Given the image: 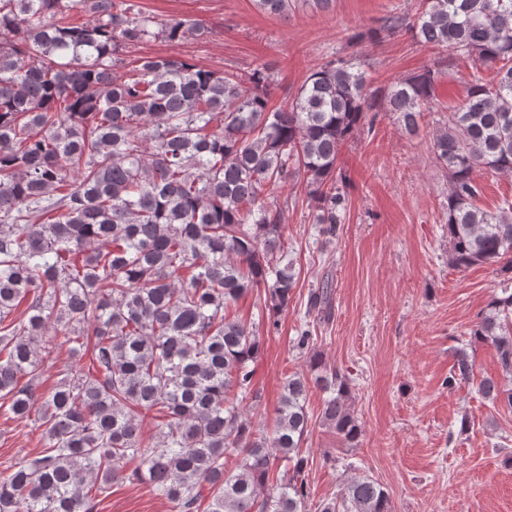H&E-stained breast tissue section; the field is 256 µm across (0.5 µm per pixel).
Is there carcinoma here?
Instances as JSON below:
<instances>
[{
    "label": "carcinoma",
    "mask_w": 512,
    "mask_h": 512,
    "mask_svg": "<svg viewBox=\"0 0 512 512\" xmlns=\"http://www.w3.org/2000/svg\"><path fill=\"white\" fill-rule=\"evenodd\" d=\"M75 8L86 22L69 21ZM398 28L497 70L492 82L473 74L433 154L448 172L449 263L496 265L512 282V204L496 213L474 205L477 173H512V0H419L387 31ZM192 32L204 28L157 21L129 0H0V417L33 416L44 436L38 455L0 473V512H94L125 478L178 512H307V382L285 379L271 430L254 436L239 397L251 391L260 339L226 308L262 288L275 326L292 299L283 210L264 189L304 185L319 235L336 238L347 207L341 148L381 112L417 133L441 70L375 92L354 63L330 60L279 108L269 106L266 65L238 76L169 55L123 72L124 49L159 37L175 45ZM330 295L311 290L308 311L324 312ZM60 330L70 359L87 355L89 365H64L38 394L50 356L43 337ZM470 336L494 346L512 378L511 286ZM311 365L323 422L357 444L346 379L316 353ZM471 375L472 360L458 352L448 385ZM479 389L512 408V388L486 377ZM151 411L164 422L145 449ZM281 463L286 477L271 487ZM320 512L391 506L363 476Z\"/></svg>",
    "instance_id": "cac0c4a2"
}]
</instances>
